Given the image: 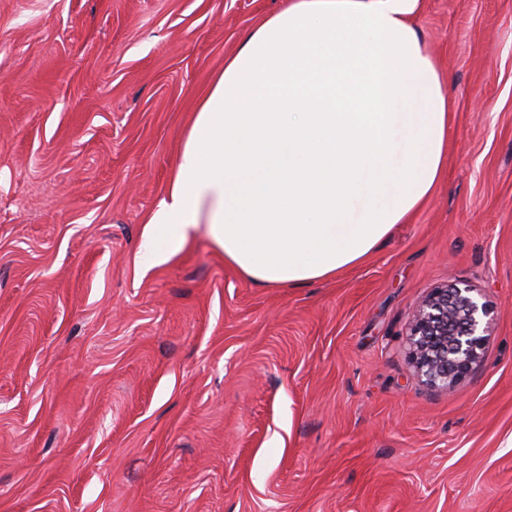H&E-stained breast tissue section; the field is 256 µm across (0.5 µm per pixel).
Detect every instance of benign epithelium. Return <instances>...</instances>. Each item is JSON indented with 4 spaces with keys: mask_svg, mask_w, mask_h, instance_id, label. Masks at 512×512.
<instances>
[{
    "mask_svg": "<svg viewBox=\"0 0 512 512\" xmlns=\"http://www.w3.org/2000/svg\"><path fill=\"white\" fill-rule=\"evenodd\" d=\"M490 309L475 289L453 284L433 289L415 311L410 328L417 372L449 388L485 359Z\"/></svg>",
    "mask_w": 512,
    "mask_h": 512,
    "instance_id": "benign-epithelium-1",
    "label": "benign epithelium"
}]
</instances>
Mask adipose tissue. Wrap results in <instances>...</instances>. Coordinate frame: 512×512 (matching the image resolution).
I'll list each match as a JSON object with an SVG mask.
<instances>
[{"label":"adipose tissue","mask_w":512,"mask_h":512,"mask_svg":"<svg viewBox=\"0 0 512 512\" xmlns=\"http://www.w3.org/2000/svg\"><path fill=\"white\" fill-rule=\"evenodd\" d=\"M420 0H282L198 102L141 244L205 235L263 287L356 267L431 196L451 95L414 24Z\"/></svg>","instance_id":"1"}]
</instances>
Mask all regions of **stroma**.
I'll return each mask as SVG.
<instances>
[{
	"mask_svg": "<svg viewBox=\"0 0 512 512\" xmlns=\"http://www.w3.org/2000/svg\"><path fill=\"white\" fill-rule=\"evenodd\" d=\"M281 0H0V512H512V0H422L440 181L336 279L139 258L197 102ZM492 309L450 389L412 316ZM490 309L474 288H434L415 311L410 328L412 359L426 382L448 389L485 359Z\"/></svg>",
	"mask_w": 512,
	"mask_h": 512,
	"instance_id": "obj_1",
	"label": "stroma"
}]
</instances>
